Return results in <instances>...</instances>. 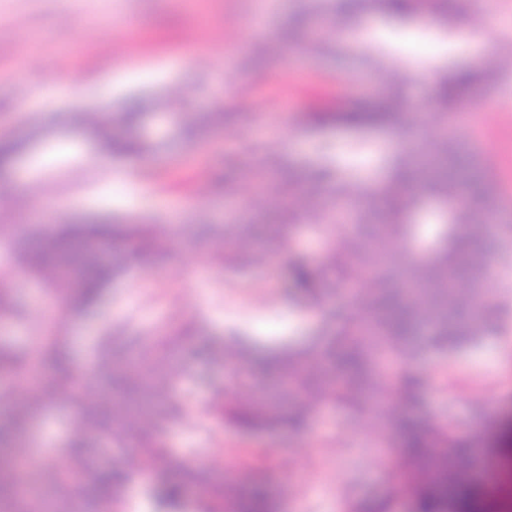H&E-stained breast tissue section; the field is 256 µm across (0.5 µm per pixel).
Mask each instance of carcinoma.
Returning a JSON list of instances; mask_svg holds the SVG:
<instances>
[{"label": "carcinoma", "instance_id": "obj_1", "mask_svg": "<svg viewBox=\"0 0 512 512\" xmlns=\"http://www.w3.org/2000/svg\"><path fill=\"white\" fill-rule=\"evenodd\" d=\"M476 0H307V11L323 23L349 27L364 16H421L440 27L453 26L475 11ZM294 44L305 36L303 17L291 15L281 30ZM499 66L483 60L467 69L435 74L427 111L443 120L480 101L492 89ZM386 89L372 99L345 100L326 110L302 112L297 122L314 130H388L402 148L391 159L385 178L376 183L339 179L324 168H309L269 154L266 167L277 176L282 200L270 202L246 223L205 224L198 231L211 238L210 258L238 277L281 255V280L288 298L318 308L336 323L327 336H315L298 347L270 351L253 359L252 350L235 336L219 339L214 356L238 365L240 397L227 389L215 393L210 410L224 423L255 433L299 430L317 405L331 400L357 414L375 415L404 469L398 484L415 503V512H470L471 494L448 487V471L462 462L468 441L451 423L422 422L399 411L394 397L408 402L414 381L405 369L394 375L387 365L397 358L412 364L427 350L455 352L474 345L481 329L495 313L494 297L502 288L488 263L490 226L497 220L495 189L464 142L446 133L424 147L416 140L419 105L404 93L399 68L384 72ZM154 101L143 106L106 112L79 109L67 126L87 131L113 154L134 163L160 148L141 130ZM173 125L185 141L229 123L223 112H173ZM124 128L128 136L113 133ZM22 141L0 138V172L10 171L24 149ZM312 188L316 205L301 206L298 195ZM432 201L448 210L450 223L436 225L431 247L419 250V225L413 222L423 204ZM319 236L323 248L316 258L294 250L299 227ZM167 233L161 224L121 222H65L50 232L30 227L9 239L4 261L22 268L51 294L66 319L86 314L104 298L115 281L162 255ZM343 292L366 313L336 314L328 297ZM21 313V305L7 288L0 289V321ZM428 335L415 341L421 327ZM112 352L101 363L97 378L72 375L64 323L57 322L40 337L31 356L0 345V374L29 373L42 367L39 393L23 401L12 421L0 424V442L22 441L32 417L44 402L65 400L76 409L73 438L64 445L70 464L64 468L47 457H34L22 480L41 493L51 512H74L81 503L87 512H125L117 495L123 476L104 471L85 453L86 437L124 447L128 436L139 439L144 467L162 473L168 453L161 440L173 416L181 376L175 363L189 329L167 332L142 350L143 340L121 330ZM261 373L270 381L259 390L249 379ZM79 495L69 497V491ZM192 491L203 512H274V503L259 486L230 484L211 469L197 464L180 467L178 476L162 484L159 500L178 509ZM345 512H391V499L354 505Z\"/></svg>", "mask_w": 512, "mask_h": 512}]
</instances>
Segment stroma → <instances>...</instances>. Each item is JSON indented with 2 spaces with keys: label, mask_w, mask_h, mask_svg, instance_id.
<instances>
[{
  "label": "stroma",
  "mask_w": 512,
  "mask_h": 512,
  "mask_svg": "<svg viewBox=\"0 0 512 512\" xmlns=\"http://www.w3.org/2000/svg\"><path fill=\"white\" fill-rule=\"evenodd\" d=\"M303 0H0V136L24 139L50 130L59 148L21 156L0 193V227L20 232L32 221H81L108 215L129 221L221 224L250 220L245 196H227L218 177L267 193L271 176L261 166L268 153L313 166H329L361 180H379L397 145L387 131L342 128L314 132L294 117L330 107L354 94L372 96L377 69L402 63L408 74L457 61L494 57L503 70L494 98L512 99V0H481L475 17L442 28L415 18L361 20L358 42L342 26L327 31L336 54L322 58L304 45L250 68L251 46L272 41ZM211 53L207 69L189 70L199 47ZM169 98L176 111L221 106L231 114L227 132L184 144L169 116L152 113L144 129L164 142L146 155L137 178L123 159L88 134H73L62 120L85 107H117L127 97ZM264 121H254L256 108ZM497 186L499 252L491 259L506 287L502 306L477 346L447 356L423 352L413 364L419 381L415 412L423 420L449 419L469 438L457 475L475 512H512V110L484 112L457 129ZM270 264L239 283L191 240L173 246L156 264L114 283L96 312L69 321L76 368L99 363L113 325L144 339L192 323L182 364V391L191 410L180 411L164 436L171 469L192 461L231 471L236 479L260 467L272 480L278 512H342L346 504L382 499L391 492L394 454L368 414L325 403L308 427L295 433L247 434L212 416L213 392L233 376V366L205 354L217 335L236 332L269 346L297 343L322 333L317 309L297 305L277 289ZM9 284L22 305L20 318L0 322V345L32 350L52 315L42 285L12 269ZM71 411L42 409L23 454L59 448L69 439Z\"/></svg>",
  "instance_id": "35a3bbf8"
}]
</instances>
